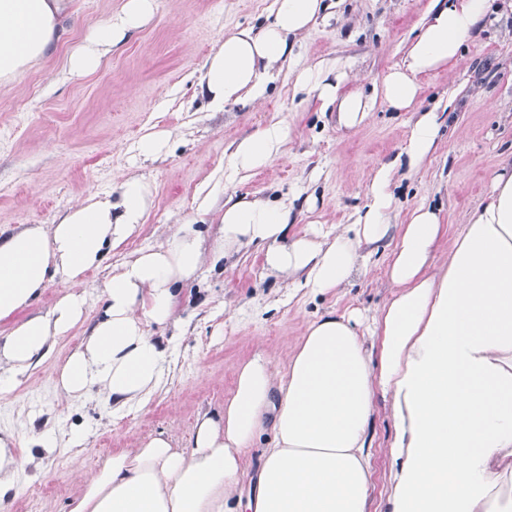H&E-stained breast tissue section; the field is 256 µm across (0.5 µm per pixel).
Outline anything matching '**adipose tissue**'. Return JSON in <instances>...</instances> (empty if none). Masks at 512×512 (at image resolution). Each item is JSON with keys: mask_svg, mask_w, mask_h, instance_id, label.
<instances>
[{"mask_svg": "<svg viewBox=\"0 0 512 512\" xmlns=\"http://www.w3.org/2000/svg\"><path fill=\"white\" fill-rule=\"evenodd\" d=\"M69 7V0H0L1 87L56 52ZM488 8L489 0H449L431 9L375 97L348 88L344 67L324 60L297 71L294 91L335 109L348 128L363 124L379 99L407 109L418 76L459 72L461 49ZM155 9L156 0H125L70 50L64 71H96ZM323 9V0H275L271 23L225 34L203 64L200 92L209 108L260 99L270 69L292 61L295 37ZM440 125L436 112L417 117L403 153L408 172L431 155ZM286 139L279 122L256 130L235 147L231 169L269 166ZM394 170L390 163L376 171L366 211L337 225L329 240L296 231L289 198L228 196L210 241L193 225H177L104 283L99 314L57 377L60 394L69 400L97 387L113 410L146 406L169 354L148 326L175 322L182 284L245 246H262L266 269L287 275L293 289L325 295L341 288L367 270L392 227ZM116 190L113 198L72 204L49 228L0 231V323L10 326L0 336V393L14 390L19 375L83 322L86 273L145 222L150 184L127 177ZM395 227L387 266L393 293L381 309L319 316L281 366L255 353L238 366L223 412L199 417L187 447L160 433L113 453L99 470L78 476L69 512H368L370 422L379 398L390 401L394 421L391 512H512V160L502 162L456 235L423 203ZM447 238L448 262L440 266L437 251ZM53 273L64 275L69 291L48 315L18 319ZM262 437L268 443L254 468L249 451ZM34 462L14 434L0 436V505L17 494ZM253 469L255 487L242 493Z\"/></svg>", "mask_w": 512, "mask_h": 512, "instance_id": "adipose-tissue-1", "label": "adipose tissue"}]
</instances>
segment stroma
Segmentation results:
<instances>
[{
  "label": "stroma",
  "mask_w": 512,
  "mask_h": 512,
  "mask_svg": "<svg viewBox=\"0 0 512 512\" xmlns=\"http://www.w3.org/2000/svg\"><path fill=\"white\" fill-rule=\"evenodd\" d=\"M125 0H74L69 31L44 68L0 88V230L19 231L59 220L79 199L111 194L119 175L144 178L153 201L144 224L87 274L85 321L59 339L45 360L20 375L18 387L0 394V430L28 437L53 431L58 449L42 471L23 479L0 512H67L73 474L100 468L113 452L139 447L165 432L184 447L199 415L223 408L239 363L264 352L281 363L307 324L333 310L374 311L390 296L385 275L395 231H388L368 272L335 294L293 292L288 279L264 266L248 247L223 268L203 270L181 289L180 323L149 327L170 342L165 375L148 404L113 412L98 389L64 400L56 388L61 363L79 344L100 310L104 282L138 250L165 241L176 225L193 223L203 235L215 227L208 207L228 195L277 200L297 195L299 226L335 232L364 209L366 185L376 170L402 152L417 113L444 114L441 138L423 167L395 170L393 192L403 209L426 203L439 209L449 234L484 199L498 164L512 154V7L491 0L490 14L465 45L467 72L453 79L440 70L422 77L412 107L398 112L377 102L362 125L348 129L335 110L293 91L289 67L273 70L256 104L207 108L199 82L207 56L225 33L260 28L273 18L274 0H157L153 17L113 46L95 73L76 77L63 61L86 27L118 12ZM327 15L300 35L295 61L323 59L346 65L364 93L401 65L431 0H334ZM460 86L456 100L448 91ZM290 130L282 155L258 171L231 174L235 143L268 124ZM155 130L170 135L168 152L140 154V139ZM85 437L69 445L72 433ZM394 425L380 400L371 421L370 512H388Z\"/></svg>",
  "instance_id": "stroma-1"
}]
</instances>
